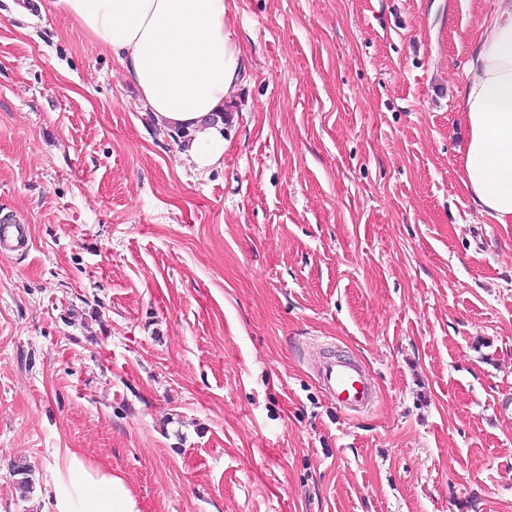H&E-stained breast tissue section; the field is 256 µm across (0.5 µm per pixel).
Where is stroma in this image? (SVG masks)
<instances>
[{
	"label": "stroma",
	"mask_w": 512,
	"mask_h": 512,
	"mask_svg": "<svg viewBox=\"0 0 512 512\" xmlns=\"http://www.w3.org/2000/svg\"><path fill=\"white\" fill-rule=\"evenodd\" d=\"M0 0V512L56 449L142 512H512V224L459 94L499 0H227L246 72L193 171L111 54ZM371 409L336 408L324 351ZM30 470L24 494L12 471ZM30 237L28 224L21 216H16L0 224V253L23 255L29 250ZM317 382L336 408L361 412L372 406L376 391L364 367L335 355L319 357L315 365Z\"/></svg>",
	"instance_id": "1"
}]
</instances>
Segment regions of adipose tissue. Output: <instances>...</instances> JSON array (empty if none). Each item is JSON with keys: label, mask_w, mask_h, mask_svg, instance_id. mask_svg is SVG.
<instances>
[{"label": "adipose tissue", "mask_w": 512, "mask_h": 512, "mask_svg": "<svg viewBox=\"0 0 512 512\" xmlns=\"http://www.w3.org/2000/svg\"><path fill=\"white\" fill-rule=\"evenodd\" d=\"M119 60L158 128L183 131L196 171L224 160V107L245 69L226 0H50ZM462 183L477 210L512 224V0H500L467 65ZM53 512H141L126 480L60 448Z\"/></svg>", "instance_id": "obj_1"}]
</instances>
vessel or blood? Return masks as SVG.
Returning <instances> with one entry per match:
<instances>
[{
    "label": "vessel or blood",
    "mask_w": 512,
    "mask_h": 512,
    "mask_svg": "<svg viewBox=\"0 0 512 512\" xmlns=\"http://www.w3.org/2000/svg\"><path fill=\"white\" fill-rule=\"evenodd\" d=\"M30 247L29 228L17 216L0 224V253L24 254ZM317 382L336 407L360 412L372 406L376 391L364 367L333 355L320 357L315 365Z\"/></svg>",
    "instance_id": "obj_1"
}]
</instances>
